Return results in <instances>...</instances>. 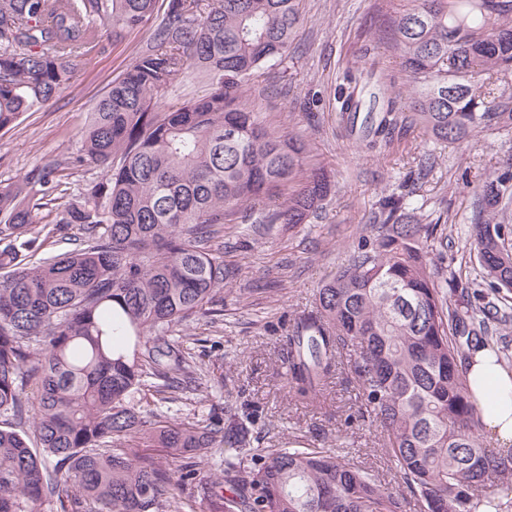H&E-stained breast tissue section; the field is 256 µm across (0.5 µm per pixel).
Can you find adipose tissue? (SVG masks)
I'll return each instance as SVG.
<instances>
[{
	"label": "adipose tissue",
	"mask_w": 512,
	"mask_h": 512,
	"mask_svg": "<svg viewBox=\"0 0 512 512\" xmlns=\"http://www.w3.org/2000/svg\"><path fill=\"white\" fill-rule=\"evenodd\" d=\"M467 371L470 400L485 432L500 450L512 449V369L487 349L469 359Z\"/></svg>",
	"instance_id": "obj_1"
}]
</instances>
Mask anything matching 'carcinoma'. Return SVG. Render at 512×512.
Segmentation results:
<instances>
[{
  "label": "carcinoma",
  "mask_w": 512,
  "mask_h": 512,
  "mask_svg": "<svg viewBox=\"0 0 512 512\" xmlns=\"http://www.w3.org/2000/svg\"><path fill=\"white\" fill-rule=\"evenodd\" d=\"M0 0V131L49 105L78 62L155 23L133 65L112 81L80 131L77 152L0 182V512H408L398 487L347 456L300 439L252 446V430L210 401L177 338L220 315L234 271L224 218L291 185L252 223L308 224L329 204L328 172L297 181L310 143L266 125L254 76L288 58L300 0ZM409 94L382 73L376 91L348 68L337 99L358 148L420 126L460 143L512 127V0H410L390 25ZM180 75L208 83L179 106L162 99ZM100 178H77L87 167ZM472 298L437 267L455 222L382 199L370 234L316 290L319 310L288 337V384L317 401L348 363L358 415L377 424L398 482L425 512H512V451L480 442L461 360L493 346L512 293V154L473 187ZM41 228H36V225ZM49 224H78L82 247L33 260ZM36 379L39 392L20 402ZM206 390L201 418L158 410ZM122 440L125 446L112 447ZM231 488L224 494V486ZM74 488L78 495L69 494Z\"/></svg>",
  "instance_id": "cac0c4a2"
}]
</instances>
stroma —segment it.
I'll list each match as a JSON object with an SVG mask.
<instances>
[{"label":"stroma","mask_w":512,"mask_h":512,"mask_svg":"<svg viewBox=\"0 0 512 512\" xmlns=\"http://www.w3.org/2000/svg\"><path fill=\"white\" fill-rule=\"evenodd\" d=\"M409 0H301L305 17L288 58L264 70L252 95L271 127L299 134L314 147L308 165L327 169L336 183L333 200L319 218L290 229L275 225L270 235L242 233L247 219L236 214L224 226V261L235 272L224 292L219 321L200 319L183 328L185 346L223 383L221 393L238 412L252 414L262 433L256 445L299 436L319 448L351 449L354 463L387 485H397L394 466L376 426L352 412L355 382L348 370L334 376L325 398L313 404L291 393L286 378L288 336L299 317L315 313V290L345 261L385 195H408L429 214L455 215L454 245L445 265L461 269L469 237L472 199L465 180H476L512 154V128H490L463 142L445 144L421 129L405 128L373 153L360 152L336 102L348 66L362 55L375 57L406 91L401 60L386 32L390 18ZM152 25L129 32L103 51H91L84 67L48 106L24 114L18 127L0 131V180L23 176L42 158L76 151L77 133L113 79L149 42ZM320 94L314 108L309 92ZM433 165L421 169L424 158Z\"/></svg>","instance_id":"1"}]
</instances>
